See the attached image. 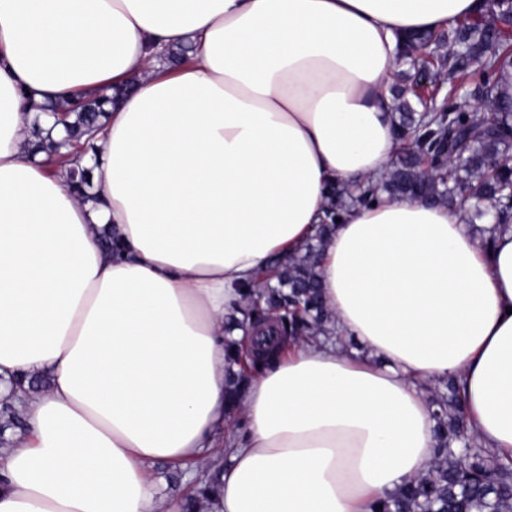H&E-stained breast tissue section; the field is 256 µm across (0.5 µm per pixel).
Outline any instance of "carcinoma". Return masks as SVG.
I'll use <instances>...</instances> for the list:
<instances>
[{
    "instance_id": "carcinoma-1",
    "label": "carcinoma",
    "mask_w": 512,
    "mask_h": 512,
    "mask_svg": "<svg viewBox=\"0 0 512 512\" xmlns=\"http://www.w3.org/2000/svg\"><path fill=\"white\" fill-rule=\"evenodd\" d=\"M501 9L495 22L482 17L465 18L441 33L415 32L398 47V61L410 64L413 52L428 48L423 64L441 82L425 98L412 87L399 89L400 137L406 146L397 155L391 172L378 189L394 197L458 200L461 206L488 203L495 223L512 211V167L500 166L499 156L512 146V112H501L493 98L500 68L512 64V34L505 25L512 20V0H492ZM469 84L471 95L490 111L482 115L457 96ZM124 90L96 97H76L48 110L63 114V143L84 154L93 148L94 132L107 115L106 106ZM86 200L90 175L71 168L65 174ZM321 243H312L279 273L277 284L262 292L260 308L250 309L258 321L274 315L279 327L291 335L317 336L328 332L331 314L320 299L317 273ZM240 350L228 357L225 368L226 397L236 408L246 380ZM436 406L439 448L427 472L401 490L375 512H512V458L503 461L485 448L472 449L465 408L458 385L450 378L432 392Z\"/></svg>"
}]
</instances>
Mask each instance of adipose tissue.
Instances as JSON below:
<instances>
[{"label": "adipose tissue", "mask_w": 512, "mask_h": 512, "mask_svg": "<svg viewBox=\"0 0 512 512\" xmlns=\"http://www.w3.org/2000/svg\"><path fill=\"white\" fill-rule=\"evenodd\" d=\"M489 0H0V512H187L153 466L209 463L212 512H373L436 453L431 385L512 457V224L464 208L345 207L400 148L397 37ZM193 45L171 66L169 49ZM111 87L98 198L32 150L38 105ZM323 238L331 333L224 368L247 295ZM242 358L238 348L235 349V353H232L227 360L225 368V386H226V397L229 403L230 410L236 408V402L241 388L246 380L244 371L235 370L236 365H241Z\"/></svg>", "instance_id": "obj_1"}]
</instances>
